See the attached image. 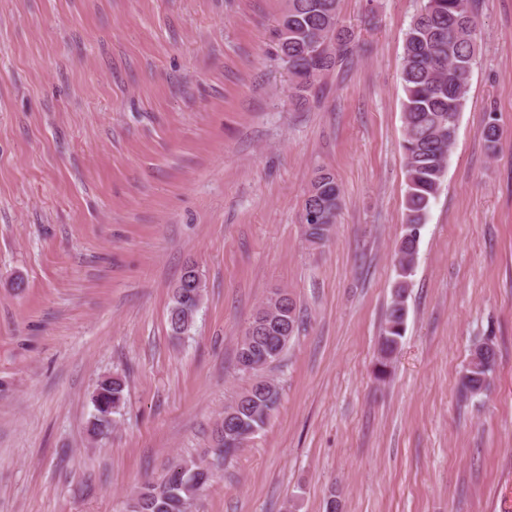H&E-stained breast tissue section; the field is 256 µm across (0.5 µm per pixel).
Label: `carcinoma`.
<instances>
[{"mask_svg": "<svg viewBox=\"0 0 512 512\" xmlns=\"http://www.w3.org/2000/svg\"><path fill=\"white\" fill-rule=\"evenodd\" d=\"M476 16L470 0H423L405 32L400 81L402 100V155L406 176L405 222L394 254L397 278L385 323L379 336L377 376L390 368L407 322L406 292L418 259L420 233L434 199L445 180L448 158L458 135V121L477 63ZM278 53L292 76L293 96L301 100L320 80L354 55L359 39L339 20V0H287L278 21ZM487 149L494 153L501 132L493 116L482 129ZM341 204V189L333 174L316 172L304 199L303 212L311 244L329 239ZM198 270L184 268L171 292L167 323L175 338L190 335L199 300L183 295L180 283L193 279ZM288 303L278 314L288 324L267 322L269 312L259 308L249 321L251 332H243L237 349L240 371L257 376L224 409L225 428L216 437L213 455L224 459L267 424L280 400L275 381L261 372L287 349L301 323L297 303ZM497 364L495 343L487 338L474 345L459 379V390L467 399L487 394ZM125 378L102 377L92 396L89 432L97 437L111 430L115 416L125 404ZM209 463L199 459H176L164 477L143 484L134 496L135 512H191L194 501L213 480Z\"/></svg>", "mask_w": 512, "mask_h": 512, "instance_id": "carcinoma-1", "label": "carcinoma"}]
</instances>
